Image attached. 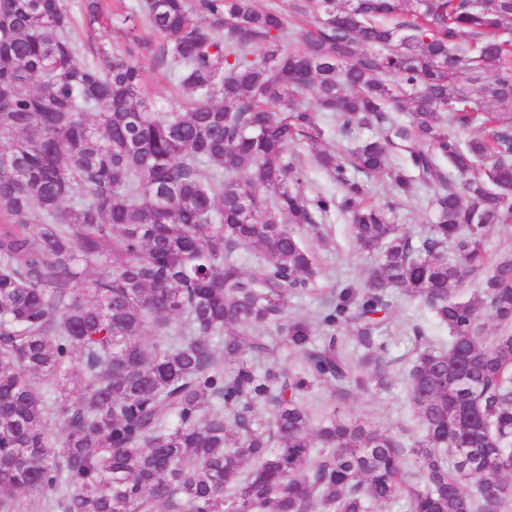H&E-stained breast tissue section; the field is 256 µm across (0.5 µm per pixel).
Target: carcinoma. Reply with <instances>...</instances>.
<instances>
[{
	"instance_id": "cac0c4a2",
	"label": "carcinoma",
	"mask_w": 512,
	"mask_h": 512,
	"mask_svg": "<svg viewBox=\"0 0 512 512\" xmlns=\"http://www.w3.org/2000/svg\"><path fill=\"white\" fill-rule=\"evenodd\" d=\"M290 8L283 50L275 5L144 0L185 111L156 108L131 51L80 62L65 0H0V512H512V255L484 247L512 224V0ZM320 112L375 133L332 153ZM296 145L340 198L301 191ZM419 195L436 221L415 243L389 215ZM336 207L380 261L330 295L316 346L288 317L318 291L299 229ZM392 288L448 328L445 349L416 330L412 441L306 402L392 385ZM260 328L301 367L246 358Z\"/></svg>"
}]
</instances>
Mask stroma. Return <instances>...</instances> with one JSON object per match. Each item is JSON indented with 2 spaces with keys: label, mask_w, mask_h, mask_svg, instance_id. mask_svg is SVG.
<instances>
[{
  "label": "stroma",
  "mask_w": 512,
  "mask_h": 512,
  "mask_svg": "<svg viewBox=\"0 0 512 512\" xmlns=\"http://www.w3.org/2000/svg\"><path fill=\"white\" fill-rule=\"evenodd\" d=\"M66 3L74 22L80 60H92L94 50L102 44L117 52L126 51L132 48V36L140 35L143 44L136 50L147 68L148 96L161 107L179 97V90L168 77L169 63L159 60V38L147 24L141 22L134 26L129 22L130 17L137 15L141 0H106L101 18L93 25L87 22L85 0H66ZM304 239L319 259L322 291L292 299L289 311L293 316L307 319L314 338L318 339L322 336L319 317L323 311V292L360 285L377 257L358 249L348 218L339 210L330 213L317 229L306 232ZM389 297L398 309L387 340L393 370L391 387L355 391L343 399L316 386L308 395V403L325 412L335 410L345 416L370 421L395 434H411L417 430V421L407 398L404 375L417 355L412 330L421 328L430 337L447 336L448 330L434 321L425 306L410 300L399 290H391Z\"/></svg>",
  "instance_id": "1"
}]
</instances>
